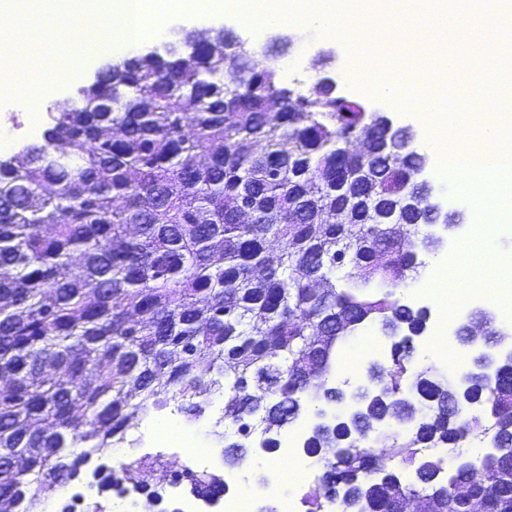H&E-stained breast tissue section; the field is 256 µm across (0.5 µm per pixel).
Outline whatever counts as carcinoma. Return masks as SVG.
<instances>
[{
  "instance_id": "1",
  "label": "carcinoma",
  "mask_w": 512,
  "mask_h": 512,
  "mask_svg": "<svg viewBox=\"0 0 512 512\" xmlns=\"http://www.w3.org/2000/svg\"><path fill=\"white\" fill-rule=\"evenodd\" d=\"M192 60L145 54L104 73L82 107L58 103L42 142L0 162V498L28 493L14 512H43V494L79 476L82 466L124 440L140 414L170 403L190 419L213 396L237 430L284 428L307 400L336 404L344 393L326 376L336 342L356 325L378 322L386 336L422 333L424 309L393 292L367 295L380 279L394 288L419 274L414 254L434 251L427 228L457 213L414 211L393 233L370 212L336 213V195L414 193L425 158L382 115L316 82L309 95L267 102L282 90L276 71L247 50L225 51L224 32L195 34ZM385 149L345 150L370 134ZM69 144L70 160L54 143ZM476 319L488 334L459 328L457 343L486 344L498 356L493 383L475 371L468 397L442 375L409 378L405 356L370 364L355 395L363 400L350 439L336 426L311 429L328 487L306 497L304 512H392L395 498L428 497L434 512H468L457 483L482 492L486 512H512V467L497 456L464 459L446 478L444 460L425 449L461 447L472 436L512 449V335L496 315ZM410 380L421 402L400 396ZM491 413L468 416V401ZM395 418L388 432L380 425ZM248 447L224 451L233 468ZM414 469L381 482L382 460ZM140 488L148 508L180 479L216 498L221 474L178 473L158 460ZM109 469L102 488L125 492Z\"/></svg>"
}]
</instances>
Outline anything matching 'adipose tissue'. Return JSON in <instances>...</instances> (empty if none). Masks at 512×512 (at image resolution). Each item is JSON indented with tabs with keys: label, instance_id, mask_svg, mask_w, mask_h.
I'll list each match as a JSON object with an SVG mask.
<instances>
[{
	"label": "adipose tissue",
	"instance_id": "adipose-tissue-1",
	"mask_svg": "<svg viewBox=\"0 0 512 512\" xmlns=\"http://www.w3.org/2000/svg\"><path fill=\"white\" fill-rule=\"evenodd\" d=\"M512 98V81L498 85L493 98L475 103L467 122L448 112L435 120L424 149L437 160L439 176L454 174L473 206L472 219L493 243L496 228L512 209V114L486 118L495 102Z\"/></svg>",
	"mask_w": 512,
	"mask_h": 512
}]
</instances>
